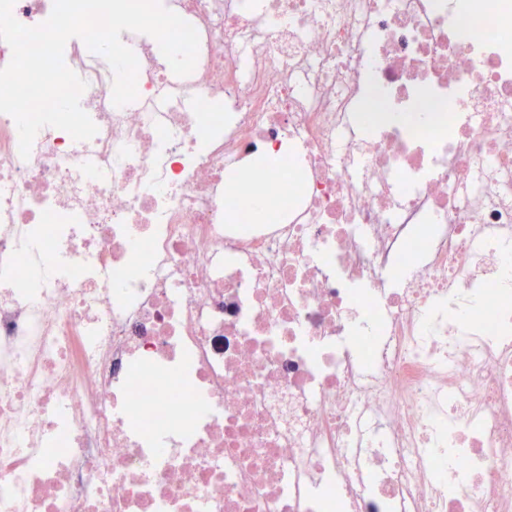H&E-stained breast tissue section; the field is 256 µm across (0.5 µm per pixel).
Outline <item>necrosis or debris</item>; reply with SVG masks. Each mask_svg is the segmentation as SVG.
I'll return each instance as SVG.
<instances>
[{"label": "necrosis or debris", "mask_w": 512, "mask_h": 512, "mask_svg": "<svg viewBox=\"0 0 512 512\" xmlns=\"http://www.w3.org/2000/svg\"><path fill=\"white\" fill-rule=\"evenodd\" d=\"M0 113V512H512V0H161Z\"/></svg>", "instance_id": "obj_1"}]
</instances>
